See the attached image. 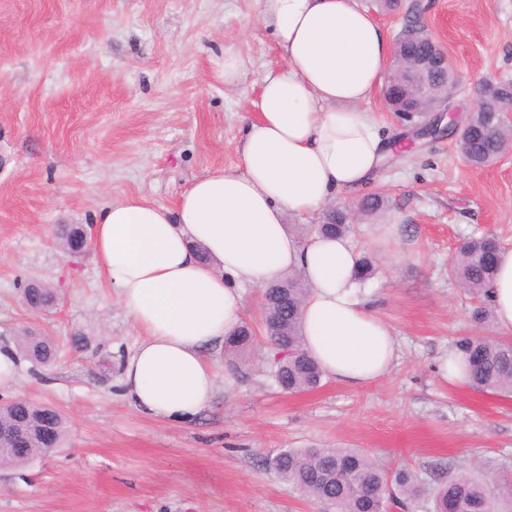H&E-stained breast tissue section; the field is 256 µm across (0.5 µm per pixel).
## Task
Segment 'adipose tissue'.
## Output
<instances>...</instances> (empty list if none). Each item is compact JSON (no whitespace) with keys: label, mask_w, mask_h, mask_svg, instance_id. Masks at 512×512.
Listing matches in <instances>:
<instances>
[{"label":"adipose tissue","mask_w":512,"mask_h":512,"mask_svg":"<svg viewBox=\"0 0 512 512\" xmlns=\"http://www.w3.org/2000/svg\"><path fill=\"white\" fill-rule=\"evenodd\" d=\"M257 22L283 63L256 74L234 44L212 55L213 77L258 88L236 145L242 166L216 167L174 208L128 197L94 213L88 245L99 273L145 335L123 365L124 392L145 415L186 422L210 403L206 347L243 319L241 290L296 272L308 290L303 347L325 375L357 388L398 358L390 326L361 294L347 237L300 235L287 214L315 213L364 188L386 143L368 111L394 44L357 0H257ZM490 304L512 335V249H501Z\"/></svg>","instance_id":"adipose-tissue-1"}]
</instances>
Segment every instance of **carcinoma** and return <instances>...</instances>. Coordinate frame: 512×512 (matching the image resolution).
Instances as JSON below:
<instances>
[{"instance_id":"obj_1","label":"carcinoma","mask_w":512,"mask_h":512,"mask_svg":"<svg viewBox=\"0 0 512 512\" xmlns=\"http://www.w3.org/2000/svg\"><path fill=\"white\" fill-rule=\"evenodd\" d=\"M440 51L439 45L414 22L407 24L396 42L393 82L386 88L393 111L410 114L416 111L414 95L401 80L402 71L413 59ZM488 109L512 97V79L494 80L485 89ZM512 148V129L501 130L487 124V116L476 118L464 160L481 167ZM385 208L378 193L363 196L355 204L353 218L341 210H332L320 224L304 228L325 236L348 235L352 220L373 216ZM500 249L490 233L465 241L450 262L459 284L474 298L482 301L475 307L476 321L488 319L491 312L490 285L497 265L484 262L489 248ZM377 268L368 256L359 258L355 278L364 283L374 277ZM279 288L263 291L266 317L264 330L273 353L285 352L271 363L270 374L276 385L288 393L311 391L320 386L324 373L304 350L301 333V310L307 294L298 275L278 280ZM29 302L37 311H46L55 302L49 288L29 294ZM252 329L243 325L227 344L229 352L247 347ZM19 346L30 359L48 364L54 357V344L46 337L33 338L28 329L19 331ZM469 367L470 384L482 391L512 395V342L492 336H465L456 342ZM273 466L288 482L307 497L326 506L328 512H390L393 506L401 512H414L421 498H430V512H512V482L496 477L479 479L464 471L450 472L448 478L431 491H426L415 476L406 470L390 472L367 454L351 448L286 449L273 458Z\"/></svg>"}]
</instances>
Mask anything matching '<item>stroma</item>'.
<instances>
[{
  "label": "stroma",
  "mask_w": 512,
  "mask_h": 512,
  "mask_svg": "<svg viewBox=\"0 0 512 512\" xmlns=\"http://www.w3.org/2000/svg\"><path fill=\"white\" fill-rule=\"evenodd\" d=\"M357 2L391 36L415 21L447 50L459 117L476 78L512 79V0ZM256 15V0H0V345L29 327L59 346L49 365L20 357L0 403L25 396L68 421L57 450L0 466V512H324L269 463L309 446L363 450L428 488L453 467L512 476V397L437 370L461 337L497 333L494 321L473 322L448 263L485 232L512 248V153L473 168L445 135L380 167L366 191L388 207L351 234L378 266L363 293L398 344L385 377L280 391L261 291L248 286L253 342L238 357L207 351L218 379L195 420L144 415L124 394V359L141 335L90 251L63 253L57 232L129 196L174 207L209 168L239 166L247 103L212 79L211 56L229 40L258 72L277 68ZM379 223L398 228L384 250L373 243ZM32 281L54 290L49 311L25 306ZM80 334L88 345L73 348Z\"/></svg>",
  "instance_id": "1"
}]
</instances>
